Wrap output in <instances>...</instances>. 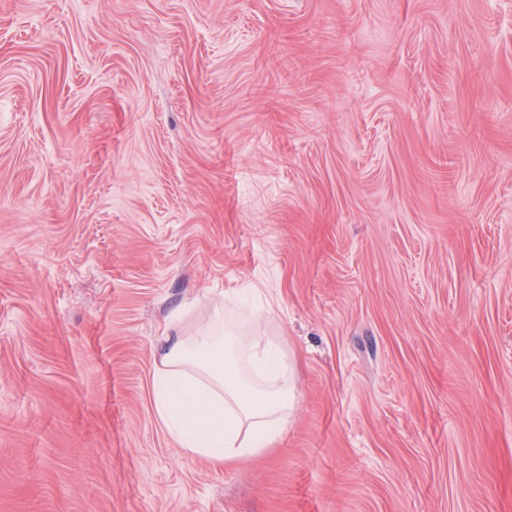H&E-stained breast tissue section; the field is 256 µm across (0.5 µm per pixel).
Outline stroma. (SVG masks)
Returning <instances> with one entry per match:
<instances>
[{"label":"stroma","instance_id":"stroma-1","mask_svg":"<svg viewBox=\"0 0 512 512\" xmlns=\"http://www.w3.org/2000/svg\"><path fill=\"white\" fill-rule=\"evenodd\" d=\"M235 295L297 406L217 466ZM0 512H512V0H0ZM216 319L178 336L153 380L158 420L179 447L213 462L254 458L278 443L296 407L294 361L252 319L248 336Z\"/></svg>","mask_w":512,"mask_h":512}]
</instances>
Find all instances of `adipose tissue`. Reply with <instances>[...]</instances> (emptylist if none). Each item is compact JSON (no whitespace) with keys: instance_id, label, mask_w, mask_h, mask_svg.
Listing matches in <instances>:
<instances>
[{"instance_id":"ef3b65f1","label":"adipose tissue","mask_w":512,"mask_h":512,"mask_svg":"<svg viewBox=\"0 0 512 512\" xmlns=\"http://www.w3.org/2000/svg\"><path fill=\"white\" fill-rule=\"evenodd\" d=\"M254 317L249 335L211 322L180 336L153 380L158 420L179 447L227 463L278 443L296 407L294 361Z\"/></svg>"}]
</instances>
